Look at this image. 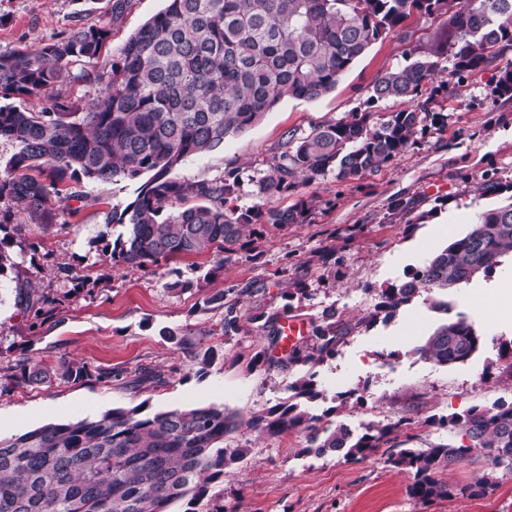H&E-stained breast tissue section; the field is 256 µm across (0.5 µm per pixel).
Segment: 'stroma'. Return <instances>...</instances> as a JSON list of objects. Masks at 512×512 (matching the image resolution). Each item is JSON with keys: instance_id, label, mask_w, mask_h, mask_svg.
<instances>
[{"instance_id": "35a3bbf8", "label": "stroma", "mask_w": 512, "mask_h": 512, "mask_svg": "<svg viewBox=\"0 0 512 512\" xmlns=\"http://www.w3.org/2000/svg\"><path fill=\"white\" fill-rule=\"evenodd\" d=\"M107 0H0V52L37 45L75 24L102 18ZM164 0H133L120 27L112 32L109 53H117L145 22L164 9ZM406 44L374 43L343 76L336 89L316 99H286L222 148L188 158L174 172L182 180L219 179L229 171L240 177V203L256 204L262 160L288 132L304 134L314 126L359 109L367 87L381 71L403 63L446 37L441 20L411 16ZM497 67L469 76L461 88L431 101L445 123L376 176L343 183L328 176L300 186L317 197L309 223L265 226L245 249L219 262L208 253L180 257L148 271L107 270L89 243L107 230L113 206L134 196L133 185L82 182L91 205L63 209L59 224L48 228L22 223L10 202H0V235L7 237L13 261L0 274V437L23 434L47 423L95 418L115 408L145 404L148 412L221 405L244 415L264 413L287 401L294 370L255 364L259 346L268 344L258 315L280 311L284 289L302 283L306 295L292 302V316L319 321L334 310L341 337L334 357L315 365L325 399L309 403L310 412L333 423L385 424L412 417L410 447L425 448L446 439V431L426 425L432 415H452L472 407L490 408L512 401V360L500 358V342L512 341V307L488 305L486 287L512 286V257L503 256L487 277L477 276L448 292L459 313L484 336V347L467 363L443 367L412 350L443 320L418 298L388 323L367 328L360 314L384 288L419 268L430 256L464 235L477 215L494 205L474 185L483 173L512 181V99L495 96ZM403 209H396V202ZM72 268L74 278L59 274ZM86 287H77V279ZM193 281L191 290L168 292V283ZM30 288L31 299L50 297L59 307L33 319L17 305L16 287ZM242 301L247 312L237 335L222 331L223 310L208 297ZM213 351L199 369L194 355ZM55 366L64 361L86 365L92 378H55L45 385L10 379L19 359ZM140 367L162 373L158 385L130 388ZM108 373L105 381L96 372ZM358 389L364 403L334 406L331 397ZM245 449L240 463L214 484L210 494L226 512H512V477L501 476L487 495H457L424 504L410 498L406 471L392 468L382 453L358 463L335 456L300 457L301 433L269 437L241 429L225 439Z\"/></svg>"}]
</instances>
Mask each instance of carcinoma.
<instances>
[{"instance_id":"carcinoma-1","label":"carcinoma","mask_w":512,"mask_h":512,"mask_svg":"<svg viewBox=\"0 0 512 512\" xmlns=\"http://www.w3.org/2000/svg\"><path fill=\"white\" fill-rule=\"evenodd\" d=\"M166 2L120 48L85 112L60 93L47 92L79 79L77 64L99 59L132 0H108L97 23L0 53V141L16 148L0 174V201L13 202L30 223L51 226L56 205L88 201L78 191L64 192L70 182L136 185L132 201L112 208L109 223L124 231L90 242L111 269H147L212 250L224 262L260 234L262 224L307 223L315 197H302L286 209L266 207L264 201L328 174L350 183L376 175L425 130L431 97L448 93L451 79L461 81L512 51V0ZM414 13L446 18L454 38L449 51L405 57V64L374 78L364 108L304 135L288 133L264 161L265 175L257 183L260 203L238 205L240 181L232 171L215 180L172 176L186 159L220 148L280 101L315 100L334 91L375 42L388 37L406 42L403 23ZM445 54L448 68L442 66ZM444 69L450 80L429 87ZM495 93L512 97V63L500 70ZM44 96L49 105L38 110L11 104ZM389 98L408 106L376 117L374 104ZM478 191L483 197L506 194L510 202L479 213L463 237L381 290L359 324L386 322L424 294L437 310L436 300L448 297L449 289L493 273L512 251V183L486 173ZM207 303L224 309V335L237 333V304L224 303L222 292ZM311 340L283 359L265 347L255 353L258 362L298 369L288 385V402L262 415L244 417L216 405L147 413L140 404L92 421L49 423L0 438V512H169L180 501L186 502L184 512H224L208 495L211 484L246 454L244 448L224 447V437L243 426L269 436L299 431L306 440L300 453H334L351 463L381 450L392 467L412 475L408 493L424 503L451 495L445 472L463 462L485 466L479 480L461 488L471 496L496 487L498 473L512 475V402L433 419L450 436L426 448L402 447L399 437L413 425L404 415L359 436L343 424L332 430L323 426L319 416L302 408L325 398L304 367L336 355V323L314 324ZM482 342L459 314L440 323L412 352L448 366L467 361ZM56 376L78 381L90 373L74 363L52 371L22 359L13 379L45 384Z\"/></svg>"}]
</instances>
